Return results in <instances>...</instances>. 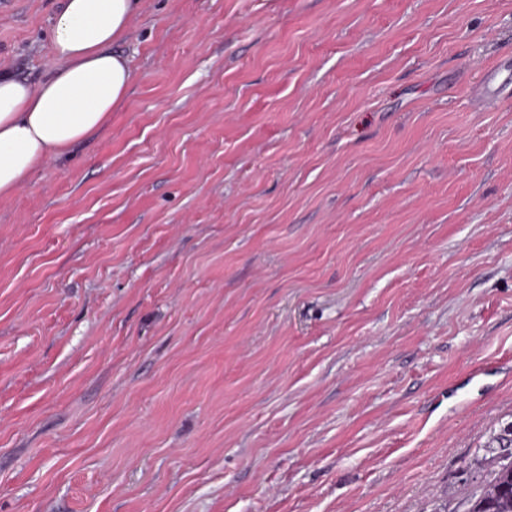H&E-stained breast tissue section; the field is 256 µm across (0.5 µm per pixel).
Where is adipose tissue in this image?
Returning <instances> with one entry per match:
<instances>
[{"mask_svg": "<svg viewBox=\"0 0 512 512\" xmlns=\"http://www.w3.org/2000/svg\"><path fill=\"white\" fill-rule=\"evenodd\" d=\"M139 0H65L51 31L54 65L39 84L0 75V197L42 163L99 131L125 98L129 60L112 46Z\"/></svg>", "mask_w": 512, "mask_h": 512, "instance_id": "adipose-tissue-1", "label": "adipose tissue"}]
</instances>
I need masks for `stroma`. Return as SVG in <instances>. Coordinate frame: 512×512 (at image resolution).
<instances>
[{"label":"stroma","mask_w":512,"mask_h":512,"mask_svg":"<svg viewBox=\"0 0 512 512\" xmlns=\"http://www.w3.org/2000/svg\"><path fill=\"white\" fill-rule=\"evenodd\" d=\"M116 48L0 199V512H456L512 422V0H141Z\"/></svg>","instance_id":"1"}]
</instances>
